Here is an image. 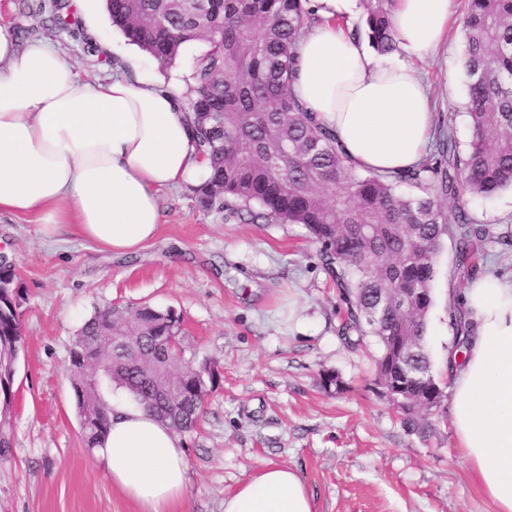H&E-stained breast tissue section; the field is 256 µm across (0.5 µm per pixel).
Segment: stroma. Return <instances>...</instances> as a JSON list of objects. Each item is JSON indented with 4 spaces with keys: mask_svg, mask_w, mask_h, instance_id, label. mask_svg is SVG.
<instances>
[{
    "mask_svg": "<svg viewBox=\"0 0 512 512\" xmlns=\"http://www.w3.org/2000/svg\"><path fill=\"white\" fill-rule=\"evenodd\" d=\"M18 4L0 0V21L20 43L53 44L81 81L136 70L165 88L192 85L197 47L160 65L112 25L103 0H83L67 28L45 12L20 15ZM463 8L464 0H455L456 20L434 53L392 54L411 63L437 120H451L462 145L471 135ZM161 210L157 237L132 256L101 251L66 229L49 238L33 221L0 214V257L13 265L24 297L0 512H139L83 442L68 373L79 328L109 304L175 308L184 318L186 359L219 375L198 428L183 437V512H224L225 494L269 463L300 474L317 512H493L457 448L449 407L435 416L431 440L408 434L374 384L368 351L343 344L336 290L304 227L205 210L192 185L162 191ZM468 210L504 232L512 226V189ZM468 282L445 241L426 335L432 373L445 388L455 335L448 301L462 299ZM327 373L338 375L341 387L326 385Z\"/></svg>",
    "mask_w": 512,
    "mask_h": 512,
    "instance_id": "35a3bbf8",
    "label": "stroma"
}]
</instances>
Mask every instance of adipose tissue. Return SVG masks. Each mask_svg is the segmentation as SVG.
<instances>
[{
  "mask_svg": "<svg viewBox=\"0 0 512 512\" xmlns=\"http://www.w3.org/2000/svg\"><path fill=\"white\" fill-rule=\"evenodd\" d=\"M349 0H312L320 17L298 44L294 91L336 133L354 169L387 173L417 164L435 115L413 69L378 60L352 29L333 25ZM452 0H397L398 44L423 57L438 48ZM208 163L182 110V93L122 73L80 82L52 44L19 47L0 25V213L62 226L100 249L132 253L160 229L159 193L195 184ZM473 322L448 363L450 423L462 458L495 512H512V280L480 277L463 290ZM99 455L112 485L140 512H177L189 465L179 435L118 396ZM224 512H316L300 475L268 464L225 495Z\"/></svg>",
  "mask_w": 512,
  "mask_h": 512,
  "instance_id": "1",
  "label": "adipose tissue"
}]
</instances>
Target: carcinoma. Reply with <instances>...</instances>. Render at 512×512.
I'll return each mask as SVG.
<instances>
[{
	"instance_id": "cac0c4a2",
	"label": "carcinoma",
	"mask_w": 512,
	"mask_h": 512,
	"mask_svg": "<svg viewBox=\"0 0 512 512\" xmlns=\"http://www.w3.org/2000/svg\"><path fill=\"white\" fill-rule=\"evenodd\" d=\"M309 0H106L112 25L161 65L195 44L193 86L184 103L199 153L210 173L196 189L201 206L241 220L301 224L319 246L342 308L339 335L352 350L375 338L376 382L398 396L397 414L410 434L434 433L431 416L440 384L426 350L436 258L444 237L457 266L471 275L494 238L466 208L512 186V0H465L461 19L466 113L471 139L460 152L453 128L440 131L431 156L397 173H362L347 162L332 129L308 112L291 90L297 43L321 22ZM354 29L379 54L396 50V0H361ZM50 8L69 25L67 0ZM401 186L415 190L398 192ZM23 297L12 264L0 259V370L22 345ZM454 347L467 342L471 322L451 311ZM177 310L109 306L86 320L71 350L70 374L83 438L96 447L112 407L99 376L179 433L193 432L215 384L214 368L180 358L164 363L156 345L182 341ZM127 334L139 360L120 363L112 335ZM13 391L0 383V420L10 432Z\"/></svg>"
}]
</instances>
